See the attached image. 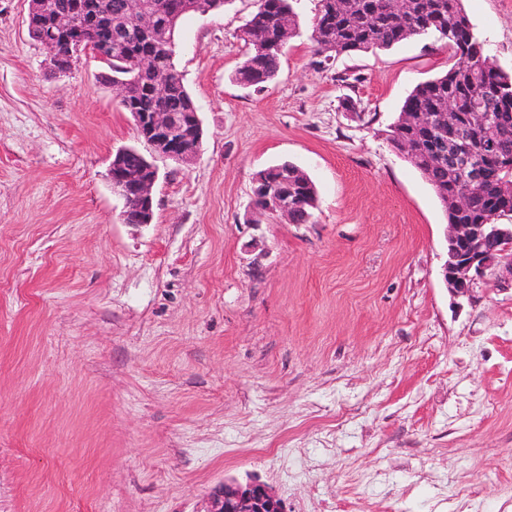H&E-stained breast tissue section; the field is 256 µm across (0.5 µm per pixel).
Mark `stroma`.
Listing matches in <instances>:
<instances>
[{"label":"stroma","mask_w":512,"mask_h":512,"mask_svg":"<svg viewBox=\"0 0 512 512\" xmlns=\"http://www.w3.org/2000/svg\"><path fill=\"white\" fill-rule=\"evenodd\" d=\"M293 5L258 92L235 79L256 0L180 20L203 131L180 162L105 63L55 74L27 0H0V512H205L251 477L287 512H512V292L454 304L444 209L388 139L450 53L412 37L317 70L318 0ZM463 6L512 73V0ZM123 147L158 170L146 225L109 179ZM283 162L312 223L252 205Z\"/></svg>","instance_id":"stroma-1"}]
</instances>
